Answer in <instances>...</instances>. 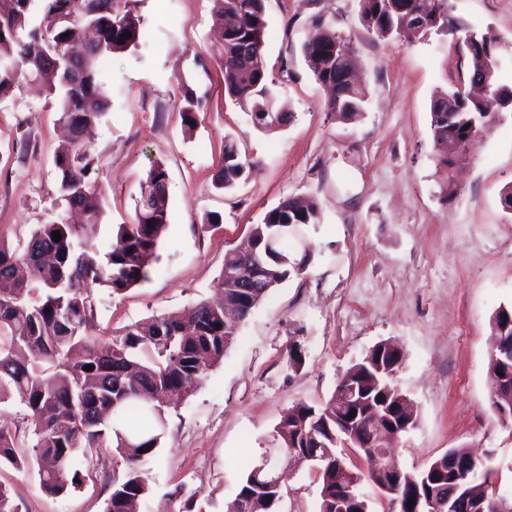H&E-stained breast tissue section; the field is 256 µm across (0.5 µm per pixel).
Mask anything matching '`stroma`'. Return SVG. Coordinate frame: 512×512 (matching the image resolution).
I'll use <instances>...</instances> for the list:
<instances>
[{"mask_svg":"<svg viewBox=\"0 0 512 512\" xmlns=\"http://www.w3.org/2000/svg\"><path fill=\"white\" fill-rule=\"evenodd\" d=\"M451 14L501 38L504 83L512 85V0H449ZM214 0H128L142 37L112 55L100 78L110 95L89 141L99 164L89 180L103 202L100 232L130 223L151 165L168 172L169 226L148 281L123 294L95 288L96 331L107 337L144 318L183 312L213 298L224 255L286 197H311L318 223L289 237L291 256L310 244L301 277L272 289L237 341L173 405L154 460L158 512L176 485L195 491L193 512H227L251 465L270 446L293 405L325 403L342 373L381 341L400 344L396 382L418 411L394 444L402 470H423L451 448H467L512 500V420L491 406L492 318L512 308V212L500 194L512 182V112L476 139L452 169L434 149L430 108L448 89L459 53L448 33L379 38L363 26L359 0H266L264 60L274 109L291 119L270 131L224 94L212 36ZM350 42L366 101L351 119L327 112L302 45L315 27ZM203 102L194 127L182 123L185 92ZM55 97L22 84L0 101V235L14 238L58 219L54 152L64 136ZM250 165L231 190L214 186L224 144ZM300 342L304 362L287 348ZM76 487L44 493L33 473L0 466L17 512H104L125 465L108 448ZM309 465L291 467L277 512H318Z\"/></svg>","mask_w":512,"mask_h":512,"instance_id":"stroma-1","label":"stroma"}]
</instances>
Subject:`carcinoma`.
<instances>
[{"label":"carcinoma","mask_w":512,"mask_h":512,"mask_svg":"<svg viewBox=\"0 0 512 512\" xmlns=\"http://www.w3.org/2000/svg\"><path fill=\"white\" fill-rule=\"evenodd\" d=\"M122 0H47L45 29L31 25L32 0H0V98L25 76L37 83L45 74L58 82L48 88L60 102L63 119L73 136L69 147L55 155L60 174L59 191L70 208L87 214L84 224L63 219L42 224L12 246L0 235V405L17 403L33 424L34 458L17 450V432L0 427V463L18 470L36 461L43 492L59 495L79 482L89 465L88 449L112 442L126 469L112 481L105 512H134L135 502L146 499L151 489L145 466L155 456L166 429L169 395L192 394L201 378L224 360L236 341L241 325L268 294L264 288L244 292L226 287L214 301L198 303L189 316L167 313L124 327L102 339L95 334L96 303L93 289L122 294L146 280L158 259L160 240L168 226L167 170L157 162L141 184L158 187L150 212L135 209L129 224L118 225L108 241L99 234L102 204L89 184V173L98 158L81 137V129L101 119L109 97L99 81L107 58L135 46L142 31L139 19L121 8ZM214 20L215 33L224 41L225 94L256 117V127L267 129L274 119L264 115L270 101L264 65L268 28L266 0H220ZM446 0H359L360 18L366 29L380 38L407 30L419 35L437 27L436 14ZM130 33L126 39L123 34ZM351 46L336 33L316 28L302 46L306 64L316 81L332 87L328 103L332 112L350 115L360 111L365 89L342 59ZM461 77L465 90L437 95L431 103V130L439 164L452 165L469 144L464 126L481 113L469 98L486 77V63L478 51L466 54ZM200 102L184 94L179 107L184 125L196 120ZM249 167L234 143L225 146L215 185L231 189ZM318 222V206L289 197L269 210L262 223L250 231L253 243L262 247L275 242L267 277L284 283L300 276L312 253L288 263L284 248L288 236L278 237L287 225ZM61 240H53V232ZM248 274L244 254L231 250L224 255L222 276ZM241 304L244 309L231 318L224 308ZM402 351L381 341L344 373L330 399L322 406L300 402L286 410L276 425L272 443L278 465L300 452L329 450L319 475V512H338L336 498L348 487L346 469L368 477L371 486L381 482L372 476L378 449L370 447L369 427L360 423L351 451L365 470L341 457L336 466V424L348 414L338 400L345 384L355 387L366 407L391 409L403 423H416L417 414L402 412V392L392 375L399 371ZM92 370H86L87 366ZM461 460L468 453L451 448L436 457L426 469L402 472L401 492L437 477L448 485V456ZM281 488L263 475L258 466L245 474L227 512H275Z\"/></svg>","instance_id":"carcinoma-1"}]
</instances>
